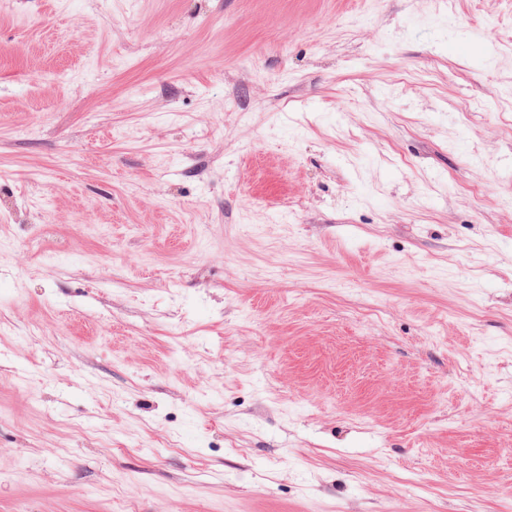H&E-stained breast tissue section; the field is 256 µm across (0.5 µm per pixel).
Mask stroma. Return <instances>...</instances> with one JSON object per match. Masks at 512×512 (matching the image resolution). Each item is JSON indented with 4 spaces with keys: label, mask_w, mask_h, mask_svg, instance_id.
I'll list each match as a JSON object with an SVG mask.
<instances>
[{
    "label": "stroma",
    "mask_w": 512,
    "mask_h": 512,
    "mask_svg": "<svg viewBox=\"0 0 512 512\" xmlns=\"http://www.w3.org/2000/svg\"><path fill=\"white\" fill-rule=\"evenodd\" d=\"M512 0H0V512H512Z\"/></svg>",
    "instance_id": "1"
}]
</instances>
